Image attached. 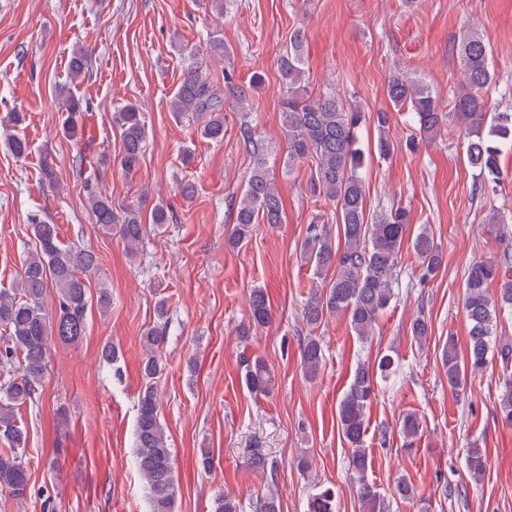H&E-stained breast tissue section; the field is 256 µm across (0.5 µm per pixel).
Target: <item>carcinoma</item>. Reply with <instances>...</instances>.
Returning a JSON list of instances; mask_svg holds the SVG:
<instances>
[{
  "label": "carcinoma",
  "instance_id": "carcinoma-1",
  "mask_svg": "<svg viewBox=\"0 0 512 512\" xmlns=\"http://www.w3.org/2000/svg\"><path fill=\"white\" fill-rule=\"evenodd\" d=\"M305 34L294 30L288 48L277 59L278 72L285 88L280 103L283 129L288 139V167L311 157L315 161L309 186L311 192L331 202L339 216L336 245L321 217L312 219L302 244L306 262L314 266L319 277L331 275L322 290L307 299L303 319L309 325L323 321L324 315L343 313L360 339L372 335L378 318L390 304L398 255L411 224L410 211L398 206L388 211L368 213L360 170L364 154L357 147L356 133L362 123L361 109L345 103L333 94L312 96L305 76ZM462 83L452 100L450 111L440 108L436 94L427 85L405 75L394 74L386 86V95L397 110L407 109L417 118L419 134L428 139L440 136L447 124L454 123L459 136L467 142V160L480 175L497 185L503 172L500 156L512 147V112L493 107L488 89L495 80L489 66V49L476 30L465 28L457 41ZM88 68V54L79 48L72 54L69 82L58 86L61 133L78 140L88 103L73 94L76 83ZM240 112L252 110L250 92L235 82V73L224 71V86L199 65L184 70L170 101L171 111L193 115L201 120V137L212 142L224 140V101ZM114 125L121 131L120 165L126 171L138 167L147 142V129L138 105L127 103L112 113ZM380 131L376 149L386 159L394 151V143L386 134L390 115L376 113ZM243 145L253 155L254 165L242 193L235 215V229L228 239L232 248L243 245L262 222L274 228L282 223L284 205L275 180L270 177L264 148L255 140L252 127L242 122ZM86 168L84 152L75 160L76 176L83 179L87 203L107 233L116 232L130 253L136 252L147 233L141 210L131 204H117L83 176ZM170 205H154L150 221L157 228L173 220ZM35 248L23 263V273L15 287L0 290V491L21 502L31 492L27 457L28 430L21 419L22 406L37 403L44 383L50 341L75 343L85 336L88 300L85 277L96 272L97 254L87 248L66 246L59 227L39 217L31 221ZM424 270V277L435 275L443 264V253L433 233L422 229L412 241ZM512 265V255L483 259L473 263L464 281L463 312L469 323L466 355H459L458 341L448 336L442 362L448 387L461 390L467 381L482 375L488 364L492 338L504 312H512V279L502 273ZM498 292H490L492 284ZM56 293L54 309L43 305L47 289ZM250 319L254 326L269 322L270 308L262 288L252 290L249 297ZM166 327L157 326L143 336L145 356L141 364L144 380L137 397L135 423V457L137 471L144 483L149 512H175L177 476L171 448L160 419V403L155 380L160 378L166 362L160 355ZM323 360L319 338L309 336L301 347V363L307 376L318 373ZM244 381L253 393L269 394L275 386V375L261 357L242 359ZM374 395L373 374L369 368H356L349 386L338 404L339 425L350 443L352 453L348 470L362 512H388L387 499L368 479L371 466L369 449L365 448L367 408ZM500 410L505 421L512 423V376L503 383ZM420 430L416 415L407 414L401 431L407 444H412ZM487 457L481 448L467 449L466 467L471 477L484 474ZM334 493L326 488L313 495L308 512H333ZM214 512H243L240 501L228 496L215 498Z\"/></svg>",
  "mask_w": 512,
  "mask_h": 512
}]
</instances>
